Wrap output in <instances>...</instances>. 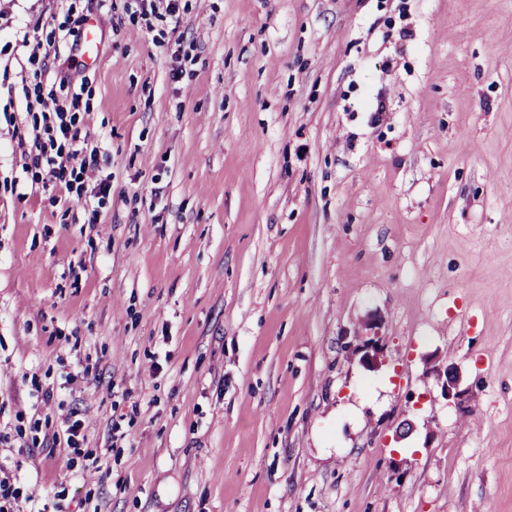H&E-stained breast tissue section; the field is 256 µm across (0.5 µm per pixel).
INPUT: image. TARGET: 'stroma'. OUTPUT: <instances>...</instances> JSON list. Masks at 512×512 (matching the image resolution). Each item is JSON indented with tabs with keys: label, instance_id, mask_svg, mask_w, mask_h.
I'll return each mask as SVG.
<instances>
[{
	"label": "stroma",
	"instance_id": "obj_1",
	"mask_svg": "<svg viewBox=\"0 0 512 512\" xmlns=\"http://www.w3.org/2000/svg\"><path fill=\"white\" fill-rule=\"evenodd\" d=\"M176 12L0 0L24 512H512V0ZM64 76L97 160L69 190L33 164Z\"/></svg>",
	"mask_w": 512,
	"mask_h": 512
}]
</instances>
